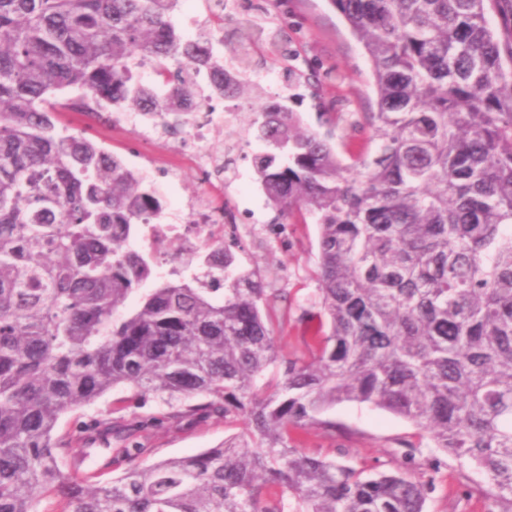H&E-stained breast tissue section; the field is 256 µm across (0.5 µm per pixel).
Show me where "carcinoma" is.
<instances>
[{
  "instance_id": "obj_1",
  "label": "carcinoma",
  "mask_w": 512,
  "mask_h": 512,
  "mask_svg": "<svg viewBox=\"0 0 512 512\" xmlns=\"http://www.w3.org/2000/svg\"><path fill=\"white\" fill-rule=\"evenodd\" d=\"M176 0H0V512H423L433 480L368 472L292 443L328 408L368 403L414 423L430 447L487 479L512 512V0H331L362 43L376 91L370 136L344 164L280 102L250 124L258 182L282 223L319 226V301L306 352L278 354L276 296L237 244L163 279L130 239L163 201L122 159L60 125L77 91L185 123L202 98L240 94L248 66L183 40ZM508 19L495 30L489 13ZM253 46L278 35L244 28ZM157 65L165 97L136 69ZM224 79L201 85L202 70ZM180 421L244 415L250 429L187 457L146 463L150 420L100 416L75 437L60 417L112 389ZM128 462L107 483L65 470L109 436Z\"/></svg>"
}]
</instances>
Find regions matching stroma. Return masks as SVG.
I'll return each mask as SVG.
<instances>
[{
	"mask_svg": "<svg viewBox=\"0 0 512 512\" xmlns=\"http://www.w3.org/2000/svg\"><path fill=\"white\" fill-rule=\"evenodd\" d=\"M260 22L281 32L285 44H262L255 50L256 65L248 75L250 86L226 105L243 115L238 135H246L260 102L278 100L277 90L267 86L266 74H278L287 80L289 72L300 73L288 90L287 105L299 112L310 127H317L318 114L336 115V144L341 159L361 150L369 137L368 128L357 127L363 113L373 111L375 91L367 56L350 33L330 0H237L235 12L225 17L223 29L232 33L240 25ZM317 73L319 92H312L304 77ZM71 131L84 133L106 150L122 159L139 151L141 164L154 161L158 149L136 141L129 132L102 123L97 115L71 110L61 116ZM259 141H251L249 157L238 160L236 177L221 182L205 181L194 172L184 173L168 203L169 209L184 208L201 192H209L215 202L233 211L240 222L237 262L245 270L257 269L281 299L275 317L282 330L276 345L282 354L303 351L301 318L318 300L317 240L319 226L306 213L295 215L290 223L278 224L256 180L250 161L262 152ZM154 400H132L125 389H115L93 405L63 415L54 431L55 438L72 434L86 421L108 412L113 418L132 422L164 413ZM324 417L336 422L335 431L310 425L298 430L297 439L309 451H321L348 465L373 471L414 472L416 465L438 458L433 474L434 490L424 512H490L484 495L486 479L470 465L453 456L437 454L423 447L418 428L410 421L366 404L342 403L329 408ZM239 419L222 415L198 416L180 425H161L140 434L141 445L149 448L150 460L183 457L220 446L224 439L243 430Z\"/></svg>",
	"mask_w": 512,
	"mask_h": 512,
	"instance_id": "stroma-1",
	"label": "stroma"
}]
</instances>
